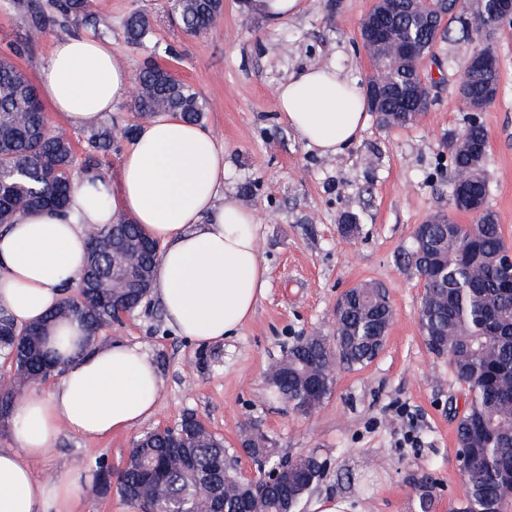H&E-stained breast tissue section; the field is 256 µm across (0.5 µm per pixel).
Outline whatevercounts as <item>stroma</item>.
<instances>
[{"instance_id": "35a3bbf8", "label": "stroma", "mask_w": 512, "mask_h": 512, "mask_svg": "<svg viewBox=\"0 0 512 512\" xmlns=\"http://www.w3.org/2000/svg\"><path fill=\"white\" fill-rule=\"evenodd\" d=\"M101 23L96 37L138 72L147 57L190 85L204 104L202 125L227 149L224 193L253 210L260 224L259 251L269 272L266 294L238 335L197 344L174 334L155 299L102 330L104 338L138 343L153 356L162 378L155 415L139 428L90 440L63 433L32 468L42 479L80 471L92 476L97 460L122 468L141 433L178 425L195 414L227 447L242 425L255 422L275 442L281 458L308 453L327 468L299 512L338 497L353 512H414L411 475L432 472L437 512L462 494L455 460L456 423L450 406L465 392L447 359L430 353L418 324L423 288L397 262L417 225L451 208V162L446 140L467 122L458 87L475 46L458 37L439 42L423 65L432 104L418 122L385 128L369 117L359 138L342 153L307 147L280 116L276 86L311 65H336L368 83L374 62L360 38L363 17L375 0H303L299 14L272 26L246 13L245 0H224L222 19L206 34L189 37L166 13V0H94ZM154 19L153 43L135 48L122 35L127 14ZM28 19L11 0H0V55L37 81L58 35L47 28L27 43ZM172 54H155V46ZM492 45L500 89L481 121L488 133L487 205L496 212L512 248V24ZM131 100L103 120L118 134L99 154L98 171L118 183L130 139L122 127L138 124ZM251 193H243V185ZM361 232L343 237L345 215ZM367 282L382 283L394 316L381 354L367 366L339 371L331 396L312 415L292 412L268 392L266 373L301 336H329L340 294Z\"/></svg>"}]
</instances>
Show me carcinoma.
Masks as SVG:
<instances>
[{"mask_svg": "<svg viewBox=\"0 0 512 512\" xmlns=\"http://www.w3.org/2000/svg\"><path fill=\"white\" fill-rule=\"evenodd\" d=\"M28 16L27 42L42 35L49 25L70 35L80 27L100 24L93 0H13ZM169 11L183 32L191 37L205 34L221 17L223 0H168ZM431 23L394 0L389 33L390 45L373 47L376 73L373 87L403 90L420 84L416 66L399 55V45L408 35L421 44L423 53L433 54L438 41L447 38L445 17L459 24L469 36L463 17L491 21L479 0H431L423 10ZM153 30L150 15L134 11L122 24V35L132 46L146 44ZM140 92L133 97L141 116L171 113L189 122H200L203 106L198 94L166 69L149 59L139 72ZM462 103L481 110L490 106L498 93V82L481 72H463ZM429 95L413 106L401 108L396 101L381 102L378 120L386 126L411 125L429 107ZM112 141V130L102 128L88 139L89 151L83 173L91 176L97 166L95 152ZM488 142L486 130L468 125L451 137L452 190L467 189L486 197V156L476 145ZM73 149L62 133L46 128L35 86L8 60L0 59V225L35 209L63 208L75 188ZM144 241L139 227L122 221L116 227H94L89 231L90 251L84 275L92 287L82 291L80 308L72 309L65 299L57 310L32 326L49 333L55 320L75 319L88 336L112 322V308L100 303L112 297V243ZM505 245L496 214L485 208L471 225L456 223L439 214L428 225L413 232L410 244L399 255V263L422 284L418 323L432 353L448 356L457 382L466 390V403L456 426V458L463 467V496L448 512H512V268L505 267ZM158 260L157 251L138 249L131 257L133 281L123 298L138 308L149 297ZM393 309L384 288L366 284L349 290L336 312L334 336L302 337L293 344L269 373L272 396L295 412L307 415L331 395L336 373L341 368L357 369L371 363L382 351ZM28 325H18L0 315V343L12 351L9 341L19 339L14 358L17 369L32 380L42 372V359L35 349L36 338ZM14 386L0 380V412L13 407ZM181 447H172L168 429L141 435L133 444L116 478L103 477L106 463H98L97 490L118 496L135 512H193L202 506L208 512H296L301 500L324 474L320 457L309 454L290 461L279 458L274 441L255 423L242 427L249 435L248 454L257 460L255 480L235 477L237 451L224 447L193 414L177 427ZM285 467L283 483L261 493L266 467ZM414 512H436L437 482L429 473L411 480Z\"/></svg>", "mask_w": 512, "mask_h": 512, "instance_id": "cac0c4a2", "label": "carcinoma"}]
</instances>
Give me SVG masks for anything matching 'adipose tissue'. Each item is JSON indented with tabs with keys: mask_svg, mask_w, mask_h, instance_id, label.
<instances>
[{
	"mask_svg": "<svg viewBox=\"0 0 512 512\" xmlns=\"http://www.w3.org/2000/svg\"><path fill=\"white\" fill-rule=\"evenodd\" d=\"M131 83L111 41L80 34L53 44L39 90L54 111L84 126L112 112ZM275 100L288 126L325 155L352 144L368 119L364 87L328 65L288 77ZM226 154L199 124L143 122L122 155L118 185L80 179L66 214H21L0 229V311L20 325L43 319L80 276L89 228L123 218L160 247L152 292L168 326L197 343L237 335L266 294L268 268L255 213L220 197ZM54 334L48 348L63 373L48 394L13 411L14 445L0 448V512H70L85 475L40 480L32 462L62 432L107 437L141 425L157 407L162 381L142 346L84 341L75 322Z\"/></svg>",
	"mask_w": 512,
	"mask_h": 512,
	"instance_id": "adipose-tissue-1",
	"label": "adipose tissue"
}]
</instances>
